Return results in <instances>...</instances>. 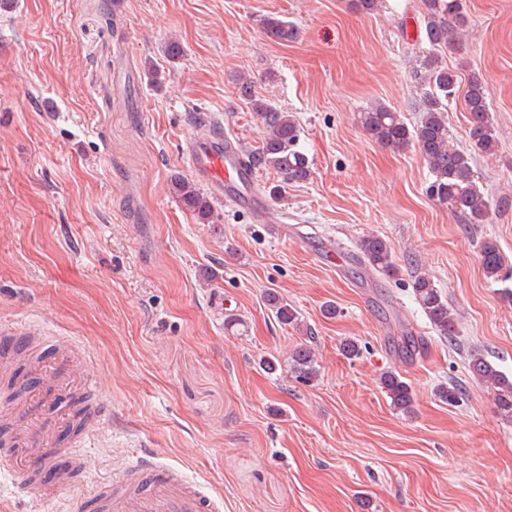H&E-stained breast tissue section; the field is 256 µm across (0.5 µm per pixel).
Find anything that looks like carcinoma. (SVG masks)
I'll use <instances>...</instances> for the list:
<instances>
[{
	"instance_id": "cac0c4a2",
	"label": "carcinoma",
	"mask_w": 512,
	"mask_h": 512,
	"mask_svg": "<svg viewBox=\"0 0 512 512\" xmlns=\"http://www.w3.org/2000/svg\"><path fill=\"white\" fill-rule=\"evenodd\" d=\"M423 3L425 38L432 51L420 60L417 70L419 93L416 108L420 112L419 120L408 124L399 113L378 103L360 112V123L367 134L384 147L398 151L408 146L414 147L433 175L430 195L448 206V210L462 223L483 224L490 211V201L474 181L472 162L479 153L493 152L497 144L486 86L478 74L462 75L448 68L436 54V50L455 39L464 25L465 0H423ZM265 26L268 33L282 43L296 37V29L286 20L269 18ZM239 84L240 94L251 100L252 109L260 118L263 130L261 146L247 152L249 165L255 169L270 168L276 171L286 184L308 180L312 170L300 148L301 131L294 116L255 97L249 78H239ZM461 88L464 89L463 100L470 123L469 150L456 148L448 136V104ZM171 190L182 208L204 222L209 221L211 204L193 182L174 175L171 177ZM359 253L370 269L386 276L396 272L392 247L384 238L374 234L362 237ZM480 260L487 277H496L502 267V255L497 244L491 240L483 241ZM413 291L417 303L439 335L453 340L457 335L458 321L440 290L427 276L417 275ZM267 302L281 323H298L297 311L278 293H268ZM423 345V339L405 335L398 349L403 357L411 358ZM291 365L296 380L303 384L317 377L315 359L307 347L292 354ZM467 366L473 378L493 388L500 414L512 419V375L499 370L480 351L469 354ZM380 384L394 409L402 412L410 410L413 390L401 375L386 371L380 377ZM437 394L442 401L455 405L462 399L463 390L456 385H441L437 388Z\"/></svg>"
}]
</instances>
